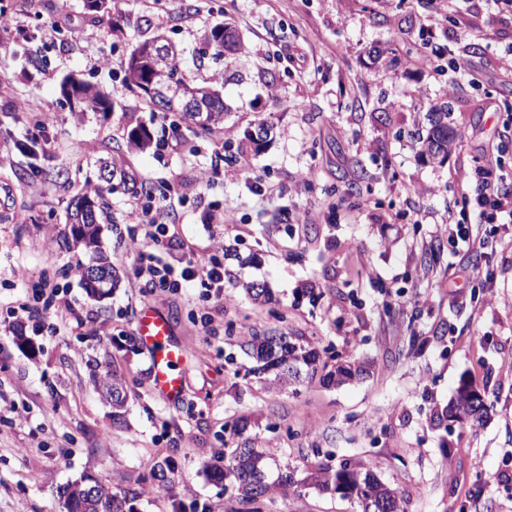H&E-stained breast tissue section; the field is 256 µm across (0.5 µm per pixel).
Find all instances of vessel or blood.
Wrapping results in <instances>:
<instances>
[{
	"label": "vessel or blood",
	"mask_w": 512,
	"mask_h": 512,
	"mask_svg": "<svg viewBox=\"0 0 512 512\" xmlns=\"http://www.w3.org/2000/svg\"><path fill=\"white\" fill-rule=\"evenodd\" d=\"M135 335L150 360L154 392L164 400H178L183 393L178 370L190 356L189 346L173 339L167 318L151 307L143 309Z\"/></svg>",
	"instance_id": "obj_1"
}]
</instances>
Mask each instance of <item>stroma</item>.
<instances>
[{"instance_id":"obj_1","label":"stroma","mask_w":512,"mask_h":512,"mask_svg":"<svg viewBox=\"0 0 512 512\" xmlns=\"http://www.w3.org/2000/svg\"><path fill=\"white\" fill-rule=\"evenodd\" d=\"M222 22L235 51L207 41ZM158 33L180 47L186 80L219 75L222 133L173 130L127 88L131 50ZM511 48L512 16H474L471 0L446 17L430 0H121L110 14L85 0H0V512H61L62 489L85 473L134 512H250L207 475L244 442L270 470L295 469L260 512H358L310 479L343 461L369 467L406 512H512V225L446 233L475 168L512 175V70L499 62ZM72 78L97 84L113 111L75 118L59 93ZM443 102L458 136L446 157L422 158L418 137ZM39 112L54 114L47 128ZM261 119L272 132L247 147ZM137 125L152 148L128 149ZM28 140L30 155L17 148ZM123 151L155 192L108 195L101 238L119 281L98 302L83 288L84 253L54 240L72 194L61 175L83 186L98 159ZM166 197L175 239L158 260L176 266L221 242L225 269L269 288L270 302L229 282L220 300L196 281L140 287L129 213ZM472 265L490 281L465 278ZM47 273L55 306L22 312ZM146 306L192 348L175 402L153 392L135 341ZM263 333L369 373L280 386L245 351ZM113 373L127 391L118 420L101 386ZM465 384L489 410L449 421ZM166 461L161 488L151 472Z\"/></svg>"}]
</instances>
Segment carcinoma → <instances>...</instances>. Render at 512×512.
<instances>
[{
  "instance_id": "1",
  "label": "carcinoma",
  "mask_w": 512,
  "mask_h": 512,
  "mask_svg": "<svg viewBox=\"0 0 512 512\" xmlns=\"http://www.w3.org/2000/svg\"><path fill=\"white\" fill-rule=\"evenodd\" d=\"M210 41L215 48L223 50L237 46L235 36L228 32V26L216 25L211 30ZM197 87L207 88L213 94L210 112L206 122L198 121L196 113L184 110L178 106H165L149 97H142L148 108L168 112L183 122H191L201 129L215 133L224 124V98L221 97V82L207 78L195 83ZM61 94L70 99L76 98L79 113L105 112L108 110L106 99L102 92L90 82L66 81L61 85ZM448 116L447 106L442 104L431 113V128L425 138L420 140L421 155L438 157L448 153L449 140L455 133L448 129L445 119ZM129 144L139 150H147L153 144L150 132L143 126L132 129L128 136ZM116 174V179L107 180L105 184L111 192L123 191L152 197L153 187L150 183L140 180L128 171L127 162L121 155L112 157L100 166ZM101 192L90 190L84 186L70 197L67 205L69 220L68 230L57 235L63 246L68 249L82 251L88 257V263H102L107 267V280L95 285L84 282L88 293L93 296H108L117 282L116 270L109 257L104 252L101 243V224L104 215ZM247 351L262 363L263 370L274 375V380L280 384H296L302 377L314 378L319 370H324L322 380L329 384L339 385L361 371V366L330 357L331 363H320V353L309 346L296 342L290 336H253L246 344ZM103 392L112 397V405L116 408L124 404V384L121 377L114 374L102 382ZM469 387L462 386L448 406V417L458 421L462 419L479 420L488 411L483 398L470 400L465 393ZM211 480L217 483L229 482L238 492L241 502L256 503L267 497L273 489L293 480V472L286 465L281 470L278 480H268L265 470V455L263 452L248 445L233 449L230 455L222 458V464L214 465L209 471ZM315 484L324 492L339 494L350 498L358 504L360 512H377L380 507L387 512H405L404 506L396 492L381 483L372 472H359L347 462H342L336 469H321L315 476ZM106 494L101 502H90L77 491L62 492L65 512H132L133 507L127 506V500L118 497L112 488L105 487Z\"/></svg>"
}]
</instances>
